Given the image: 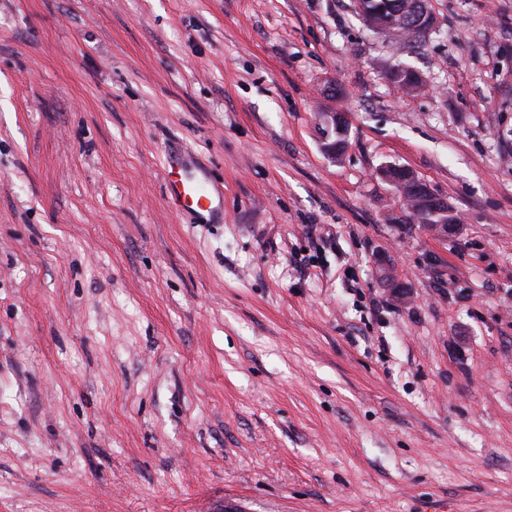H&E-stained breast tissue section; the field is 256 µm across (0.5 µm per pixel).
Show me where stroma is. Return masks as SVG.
<instances>
[{"label": "stroma", "mask_w": 512, "mask_h": 512, "mask_svg": "<svg viewBox=\"0 0 512 512\" xmlns=\"http://www.w3.org/2000/svg\"><path fill=\"white\" fill-rule=\"evenodd\" d=\"M431 8L0 0V512H512V0ZM369 1L371 0H358L357 9L365 23L376 31L396 35L408 30V33L416 37L424 34L435 24V16L429 0H417L407 20L398 15L391 16L392 12H399L405 9V1L407 0H374L377 4V9L385 10V15L390 17H382L381 13L377 14L375 11L370 10L367 7ZM386 78L395 84H400L404 90L413 93L420 90V77L411 69L394 66L386 71ZM167 198L180 213L196 215L199 224L224 219V185L214 182L208 168L191 153L169 156ZM381 176L392 185H398L406 193L411 194L418 202L420 220L427 224V228L436 234H448L455 230V220L448 221L452 215L448 203L435 196L417 174L405 166L389 165L381 171ZM443 216L437 224L431 219Z\"/></svg>", "instance_id": "obj_1"}]
</instances>
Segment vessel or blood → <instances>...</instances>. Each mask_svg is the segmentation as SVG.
<instances>
[{
	"label": "vessel or blood",
	"mask_w": 512,
	"mask_h": 512,
	"mask_svg": "<svg viewBox=\"0 0 512 512\" xmlns=\"http://www.w3.org/2000/svg\"><path fill=\"white\" fill-rule=\"evenodd\" d=\"M167 198L180 213L196 215L202 222L221 221L224 187L214 182L208 168L190 153L169 157L166 168Z\"/></svg>",
	"instance_id": "vessel-or-blood-1"
}]
</instances>
